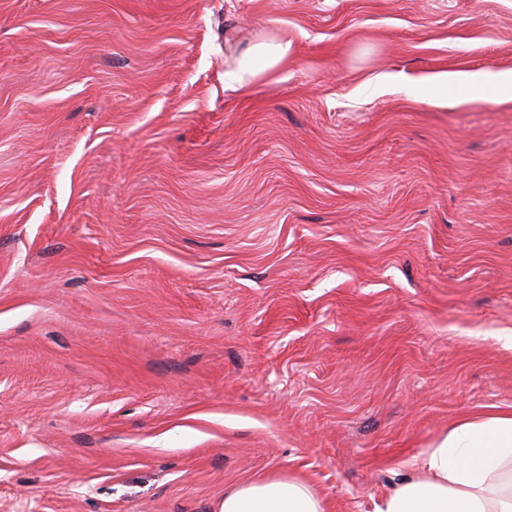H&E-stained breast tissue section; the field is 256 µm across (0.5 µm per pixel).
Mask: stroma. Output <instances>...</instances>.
<instances>
[{
    "mask_svg": "<svg viewBox=\"0 0 512 512\" xmlns=\"http://www.w3.org/2000/svg\"><path fill=\"white\" fill-rule=\"evenodd\" d=\"M506 71L512 0H0V512H378L512 408ZM290 52L288 38L280 35L262 37L237 58L235 67L224 76L230 83L240 86L269 77L288 61ZM324 502L302 480L270 475L224 493L218 512H326Z\"/></svg>",
    "mask_w": 512,
    "mask_h": 512,
    "instance_id": "35a3bbf8",
    "label": "stroma"
}]
</instances>
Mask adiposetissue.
I'll list each match as a JSON object with an SVG mask.
<instances>
[{"mask_svg": "<svg viewBox=\"0 0 512 512\" xmlns=\"http://www.w3.org/2000/svg\"><path fill=\"white\" fill-rule=\"evenodd\" d=\"M290 52L288 38L262 37L225 77L243 85L270 76ZM219 512H325V506L304 481L277 474L225 492ZM379 512H512V409L461 418Z\"/></svg>", "mask_w": 512, "mask_h": 512, "instance_id": "1", "label": "adipose tissue"}]
</instances>
